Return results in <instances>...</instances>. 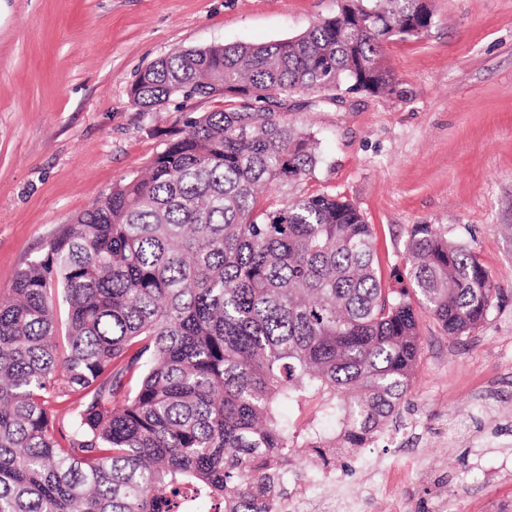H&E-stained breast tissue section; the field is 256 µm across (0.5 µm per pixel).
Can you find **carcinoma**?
Segmentation results:
<instances>
[{
    "label": "carcinoma",
    "mask_w": 512,
    "mask_h": 512,
    "mask_svg": "<svg viewBox=\"0 0 512 512\" xmlns=\"http://www.w3.org/2000/svg\"><path fill=\"white\" fill-rule=\"evenodd\" d=\"M266 44L176 50L132 102L224 100L112 186L0 294V512H288V472L343 453L281 408L317 398L347 449L400 418L420 312L468 336L489 273L436 224L412 225V285L385 288L371 225L336 194L261 206L300 183L319 139L288 120L297 90L395 91L383 45L428 29L422 0H342Z\"/></svg>",
    "instance_id": "1"
}]
</instances>
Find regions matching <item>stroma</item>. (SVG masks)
<instances>
[{
	"instance_id": "stroma-1",
	"label": "stroma",
	"mask_w": 512,
	"mask_h": 512,
	"mask_svg": "<svg viewBox=\"0 0 512 512\" xmlns=\"http://www.w3.org/2000/svg\"><path fill=\"white\" fill-rule=\"evenodd\" d=\"M419 37L385 45L395 93L344 94L292 117L318 131L322 164L264 204L316 191L371 224L385 287L405 288L412 225L471 248L497 295L473 333L419 323L408 431L337 458L302 460L288 488L306 512H512V0H431ZM338 0H0V291L63 224L144 170L183 111L144 113L129 89L169 53L296 37ZM463 425L447 441L443 422Z\"/></svg>"
}]
</instances>
